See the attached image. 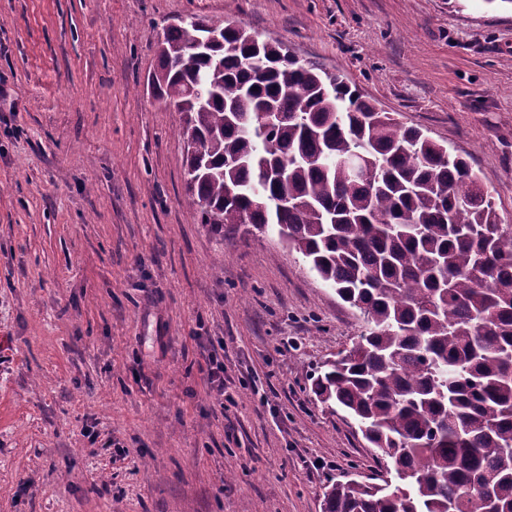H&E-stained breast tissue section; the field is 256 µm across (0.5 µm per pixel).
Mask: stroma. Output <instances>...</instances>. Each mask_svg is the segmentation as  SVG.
<instances>
[{
  "label": "stroma",
  "mask_w": 512,
  "mask_h": 512,
  "mask_svg": "<svg viewBox=\"0 0 512 512\" xmlns=\"http://www.w3.org/2000/svg\"><path fill=\"white\" fill-rule=\"evenodd\" d=\"M186 16L340 72L462 154L512 224L511 8L0 0V512H322L327 485L387 476L313 392L360 311L275 234H215L186 190L148 82Z\"/></svg>",
  "instance_id": "obj_1"
}]
</instances>
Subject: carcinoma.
Returning <instances> with one entry per match:
<instances>
[{
    "label": "carcinoma",
    "mask_w": 512,
    "mask_h": 512,
    "mask_svg": "<svg viewBox=\"0 0 512 512\" xmlns=\"http://www.w3.org/2000/svg\"><path fill=\"white\" fill-rule=\"evenodd\" d=\"M206 25L164 30L152 82L198 144L202 223L286 233L368 325L314 391L401 485L338 482L324 512H512V226L462 155L231 20L223 44L194 50ZM271 109L283 119L268 126Z\"/></svg>",
    "instance_id": "obj_1"
}]
</instances>
